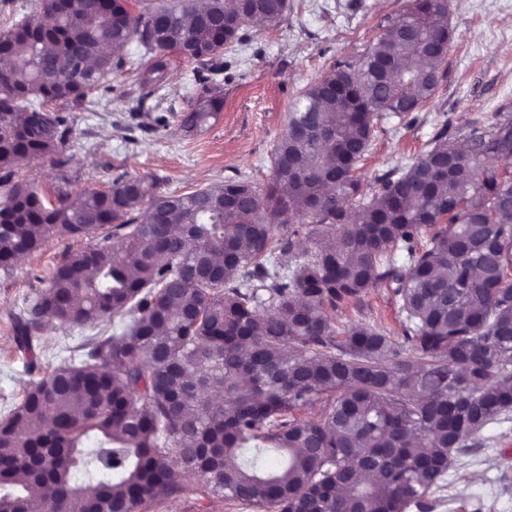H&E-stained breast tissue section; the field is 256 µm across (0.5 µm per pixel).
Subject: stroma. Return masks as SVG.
<instances>
[{
    "mask_svg": "<svg viewBox=\"0 0 512 512\" xmlns=\"http://www.w3.org/2000/svg\"><path fill=\"white\" fill-rule=\"evenodd\" d=\"M408 0H288L279 24L250 25L244 44L225 51L224 107L194 134L180 126L182 110L199 93L193 62L173 58L153 112L137 111L136 69L146 50L137 41L120 46L126 61L112 73L95 103L66 112L71 131L60 147L67 161L23 159L17 180L41 194L63 186L72 194L104 190L120 175L155 183L161 193H189L228 180L268 184L276 147L300 90L330 65L360 56ZM455 39L443 64L445 77L433 98L408 122L382 120L364 163L363 188L377 176L402 170L439 134H468L512 119V0H448ZM88 242L57 235L40 250L0 270V417L18 406L26 389L92 335L89 327L44 324L41 366L30 372L13 342L12 323L39 289L47 287L62 256ZM404 315L391 288L381 283L336 313L337 326L386 327L400 334ZM432 512H512V421L484 432L458 455L432 496ZM140 512H240L214 499L199 503L194 484L159 497Z\"/></svg>",
    "mask_w": 512,
    "mask_h": 512,
    "instance_id": "obj_1",
    "label": "stroma"
}]
</instances>
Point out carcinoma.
I'll return each mask as SVG.
<instances>
[{"label":"carcinoma","mask_w":512,"mask_h":512,"mask_svg":"<svg viewBox=\"0 0 512 512\" xmlns=\"http://www.w3.org/2000/svg\"><path fill=\"white\" fill-rule=\"evenodd\" d=\"M39 3L48 30L35 38L26 21L0 35V269L56 234L95 238L56 265L14 333L26 353L43 314L97 332L0 421V512L36 500L137 512L183 479L201 501L266 512H427L452 453L512 413V173L485 163L490 152L512 163V122L436 136L370 194L359 171L383 118L432 99L454 39L448 0H412L300 93L267 188L159 194L120 176L105 191L57 188L53 201L11 168L21 155L67 164L70 128L49 105L92 98L123 69L105 48L135 39L151 53L137 69L141 112L173 57L198 64L201 93L180 121L191 134L224 107V48L253 18L279 23L288 0L136 14L129 0ZM385 63L387 74L358 75ZM287 217L300 224L284 238ZM296 235L332 246L284 265ZM380 283L405 313L403 341L364 324L337 332L333 314ZM116 315L126 327L110 334ZM321 397L319 419L297 415ZM366 462L374 478L359 480Z\"/></svg>","instance_id":"obj_1"}]
</instances>
